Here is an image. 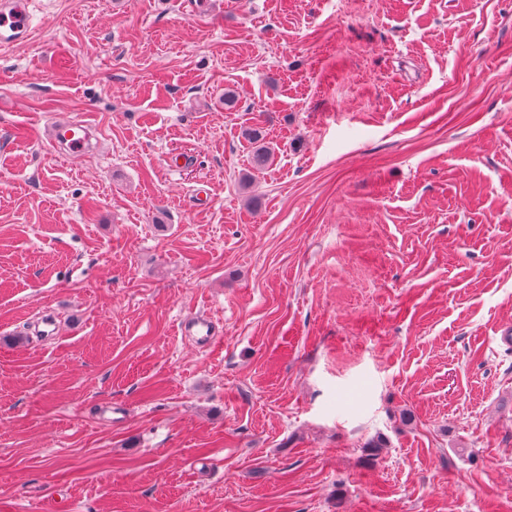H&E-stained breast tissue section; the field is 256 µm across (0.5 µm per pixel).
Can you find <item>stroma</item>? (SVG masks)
Returning <instances> with one entry per match:
<instances>
[{
	"mask_svg": "<svg viewBox=\"0 0 512 512\" xmlns=\"http://www.w3.org/2000/svg\"><path fill=\"white\" fill-rule=\"evenodd\" d=\"M34 14L0 49V512H512V0ZM52 136L63 145L70 156L82 155L88 147V133L84 126L70 122H55L52 126ZM181 332L185 336L192 337L196 343L203 347L208 348L216 344V326L209 317H193L182 322Z\"/></svg>",
	"mask_w": 512,
	"mask_h": 512,
	"instance_id": "obj_1",
	"label": "stroma"
}]
</instances>
